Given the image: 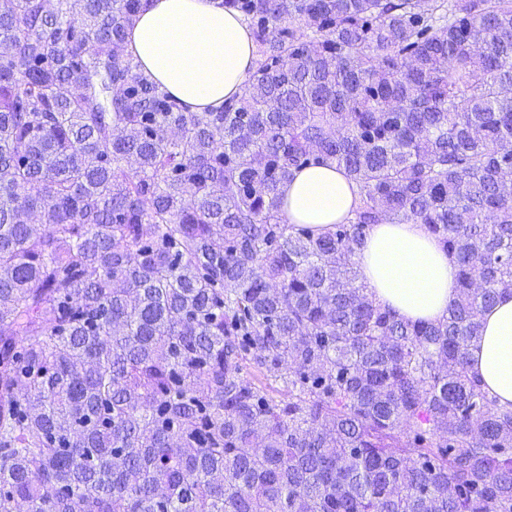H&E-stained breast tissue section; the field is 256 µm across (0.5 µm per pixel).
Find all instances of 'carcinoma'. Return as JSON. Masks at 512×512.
I'll use <instances>...</instances> for the list:
<instances>
[{
	"instance_id": "carcinoma-1",
	"label": "carcinoma",
	"mask_w": 512,
	"mask_h": 512,
	"mask_svg": "<svg viewBox=\"0 0 512 512\" xmlns=\"http://www.w3.org/2000/svg\"><path fill=\"white\" fill-rule=\"evenodd\" d=\"M151 2L0 0V512H512L469 367L512 290V0H224L257 59L206 112L139 72ZM326 164L352 217L288 223ZM385 221L455 260L442 321L358 282Z\"/></svg>"
}]
</instances>
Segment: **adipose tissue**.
<instances>
[{"instance_id": "1", "label": "adipose tissue", "mask_w": 512, "mask_h": 512, "mask_svg": "<svg viewBox=\"0 0 512 512\" xmlns=\"http://www.w3.org/2000/svg\"><path fill=\"white\" fill-rule=\"evenodd\" d=\"M129 48L144 75L195 112L241 94L256 61L250 31L222 0H152L130 32ZM356 197L344 169L312 166L284 187L282 210L289 223L325 228L345 222ZM356 261L373 299L403 320L435 323L446 316L455 267L425 225H373ZM482 324L469 349L470 371L506 408L512 406V291L499 295Z\"/></svg>"}]
</instances>
